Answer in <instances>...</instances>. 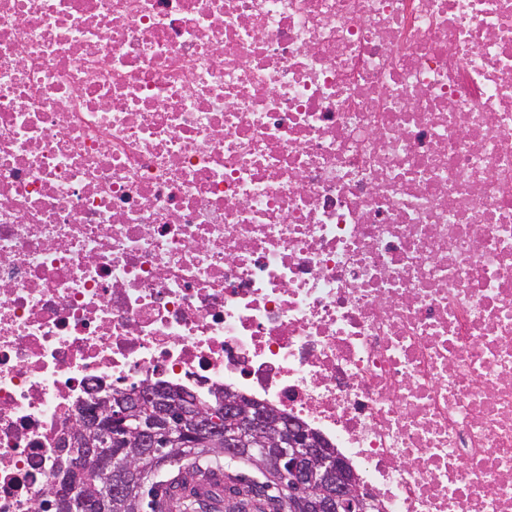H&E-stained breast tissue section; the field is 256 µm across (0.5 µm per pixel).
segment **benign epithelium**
<instances>
[{
  "instance_id": "benign-epithelium-1",
  "label": "benign epithelium",
  "mask_w": 512,
  "mask_h": 512,
  "mask_svg": "<svg viewBox=\"0 0 512 512\" xmlns=\"http://www.w3.org/2000/svg\"><path fill=\"white\" fill-rule=\"evenodd\" d=\"M218 412L184 396H160L146 383L137 390L115 387L97 399L95 412L77 411L60 445L71 449L68 468L95 471L105 480L92 487L55 481L39 504L51 512L57 501L70 512H126L153 492L144 477L161 460L186 448H248L254 466L274 465L288 478L299 512H369L373 500L349 462L324 447L323 438L304 423L285 420L258 402L224 390V425ZM119 452H114V449Z\"/></svg>"
}]
</instances>
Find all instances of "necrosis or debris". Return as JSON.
<instances>
[{"label":"necrosis or debris","instance_id":"1","mask_svg":"<svg viewBox=\"0 0 512 512\" xmlns=\"http://www.w3.org/2000/svg\"><path fill=\"white\" fill-rule=\"evenodd\" d=\"M146 379L512 512V0H0V512Z\"/></svg>","mask_w":512,"mask_h":512}]
</instances>
